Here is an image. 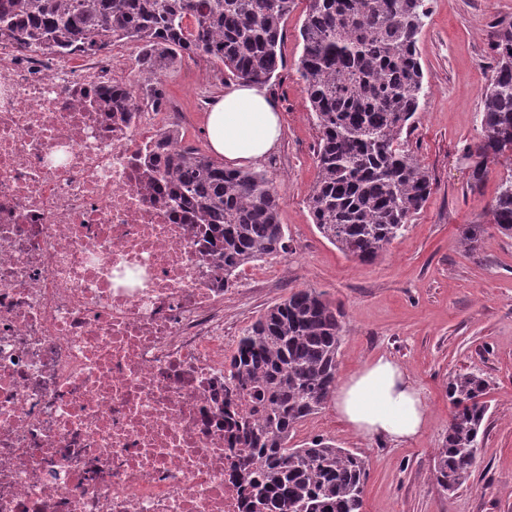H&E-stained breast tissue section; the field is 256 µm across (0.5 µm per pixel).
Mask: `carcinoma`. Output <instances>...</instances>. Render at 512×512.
I'll use <instances>...</instances> for the list:
<instances>
[{"mask_svg": "<svg viewBox=\"0 0 512 512\" xmlns=\"http://www.w3.org/2000/svg\"><path fill=\"white\" fill-rule=\"evenodd\" d=\"M295 0H8L0 36L69 54L80 46L131 41L142 100L163 107L159 76L203 54L233 77L265 84L285 66L284 27ZM427 0H307L299 34L298 71L318 130L317 177L307 199L313 223L345 256L377 260L406 230L431 194V178L403 136L427 93L418 53ZM495 67L481 93L480 140L467 148L471 188L488 163L512 152V28L493 41ZM148 172L187 198L200 224L214 232L211 259L224 267V287L244 267L288 253L279 222L282 197L260 171L224 167L164 133ZM512 236V176L487 211ZM484 225H467L459 245L475 252ZM340 313L315 288L292 292L239 337L224 379L248 392L254 408L230 419L248 449L245 512H362L365 460L330 440L288 447L294 429L320 411L336 386L343 336ZM489 383L481 374L448 376L453 406L438 449L434 480L459 489L479 455Z\"/></svg>", "mask_w": 512, "mask_h": 512, "instance_id": "carcinoma-1", "label": "carcinoma"}]
</instances>
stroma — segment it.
<instances>
[{
	"instance_id": "obj_1",
	"label": "stroma",
	"mask_w": 512,
	"mask_h": 512,
	"mask_svg": "<svg viewBox=\"0 0 512 512\" xmlns=\"http://www.w3.org/2000/svg\"><path fill=\"white\" fill-rule=\"evenodd\" d=\"M306 6L295 0L282 46L286 64L267 85L282 116L280 144L255 165L279 189L290 250L251 265V280H238L226 292L224 323L242 335L292 292L315 288L341 313L338 379L381 358L409 374L426 405L415 438L395 444L360 437L329 405L295 431L294 443L330 439L365 459L363 512H512V237L488 227L485 216L512 174V159L489 163L474 189L464 157L480 137L481 93L495 66L491 40L512 25V0H429L418 42L428 93L407 141L432 191L403 236L371 263L346 257L324 239L307 207L317 176V129L297 71ZM232 81L203 55L163 73L161 87L182 114L185 143L207 150L204 116ZM468 224L487 227L473 253L457 244ZM470 371L490 383L482 451L466 483L448 495L433 479L453 412L446 386L450 374Z\"/></svg>"
}]
</instances>
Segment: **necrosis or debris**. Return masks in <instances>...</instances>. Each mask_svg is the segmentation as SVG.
Listing matches in <instances>:
<instances>
[{
  "label": "necrosis or debris",
  "instance_id": "4bbe7bcc",
  "mask_svg": "<svg viewBox=\"0 0 512 512\" xmlns=\"http://www.w3.org/2000/svg\"><path fill=\"white\" fill-rule=\"evenodd\" d=\"M111 50L0 39V512H243L224 272Z\"/></svg>",
  "mask_w": 512,
  "mask_h": 512
}]
</instances>
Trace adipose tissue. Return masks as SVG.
<instances>
[{"label": "adipose tissue", "instance_id": "ef3b65f1", "mask_svg": "<svg viewBox=\"0 0 512 512\" xmlns=\"http://www.w3.org/2000/svg\"><path fill=\"white\" fill-rule=\"evenodd\" d=\"M205 128L211 150L223 157L226 165L256 163L268 158L279 145V106L263 85L233 84L212 100ZM334 407L357 434L394 442L416 437L425 417L419 390L397 364L385 359L345 380L336 393Z\"/></svg>", "mask_w": 512, "mask_h": 512}]
</instances>
